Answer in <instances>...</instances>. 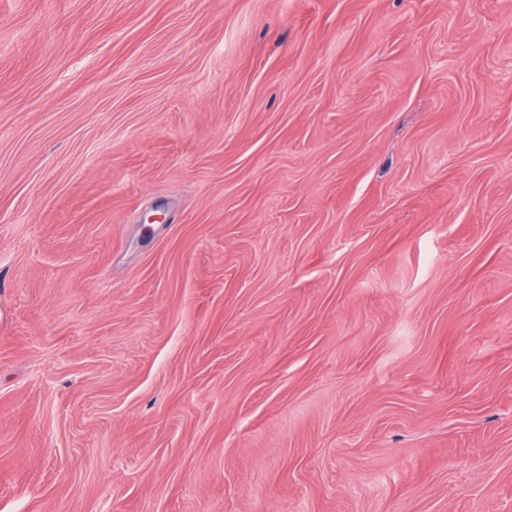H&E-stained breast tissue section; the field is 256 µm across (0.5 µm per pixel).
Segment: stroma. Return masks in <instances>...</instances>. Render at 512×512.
I'll list each match as a JSON object with an SVG mask.
<instances>
[{
	"label": "stroma",
	"mask_w": 512,
	"mask_h": 512,
	"mask_svg": "<svg viewBox=\"0 0 512 512\" xmlns=\"http://www.w3.org/2000/svg\"><path fill=\"white\" fill-rule=\"evenodd\" d=\"M0 512H512V0H0Z\"/></svg>",
	"instance_id": "1"
}]
</instances>
